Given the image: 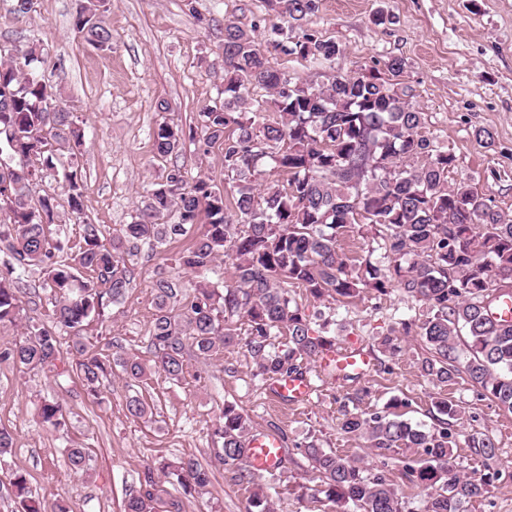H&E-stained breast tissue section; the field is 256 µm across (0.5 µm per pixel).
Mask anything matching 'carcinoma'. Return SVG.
Masks as SVG:
<instances>
[{
  "label": "carcinoma",
  "mask_w": 512,
  "mask_h": 512,
  "mask_svg": "<svg viewBox=\"0 0 512 512\" xmlns=\"http://www.w3.org/2000/svg\"><path fill=\"white\" fill-rule=\"evenodd\" d=\"M272 18L258 41V26L245 29L224 21L222 42L224 98L205 105L197 124L183 128L163 121L153 132L154 161L162 164L182 151L186 140L221 147L224 189L207 176L188 180L174 166L152 184L137 205L123 236L105 241L98 225L86 218L77 170L63 172L59 192L39 193L44 171L53 158L69 155L75 165L82 134L68 108L56 110L61 97L46 74L36 44L0 54V326L19 318L21 275L41 269L42 288L53 309L48 320L31 319L19 341L0 344V361L26 369L56 368L75 374L88 393L97 395L112 365L134 381L160 374L172 380L191 375L185 355L211 359L235 342V323L247 325L246 346L256 358L263 380L300 374V362L318 359L332 341L315 333L312 324L322 312L305 313L289 296L288 287L305 289L315 298L354 299L367 288L380 296L395 286L425 305L423 317L399 320L378 338L383 354L400 349V333L415 330L428 349L420 359L421 375L434 384L465 378L501 409L512 413V320L497 312L512 297V217L497 209L463 179L448 184L456 156L422 134L427 114L412 103L414 89L402 81L405 61L392 56L384 68L355 75L332 74L317 88L272 66L278 55L305 65L332 67L339 45L311 25L319 0H265ZM106 0H85L73 26L88 44L112 47V30L104 13ZM256 88L270 93L271 123H260L247 110ZM271 162L287 175L284 187L258 190V167ZM81 226L78 250L67 253L55 238L61 213ZM205 217V230L178 253L176 262L207 275L216 261L231 262L232 282L206 281L186 293L159 276L148 335L153 359L147 367L131 358L112 359L83 342L82 331L102 320L109 303L120 300L131 282L126 257L147 248L154 253L186 235ZM364 224L374 231L375 246L359 264L350 266L337 249L340 231ZM73 335L62 349L57 329ZM288 335V342L271 339ZM343 414L341 429L365 440L383 457L394 448H415L418 457L404 463L402 478L425 492L423 512H466V504L485 496L495 473L460 476L448 466L457 446L456 422L461 406L439 399L440 414L431 430L421 429L394 409ZM134 418L152 413L141 395L128 397ZM45 426L65 423L62 405L45 400L38 406ZM217 435L218 460L251 483L245 460L251 427L248 417L227 403ZM476 454L496 456L494 440L483 434L468 438ZM307 456L319 480V493L336 512H406L405 500L384 470L364 468L311 443ZM185 495L211 482L208 467L189 458L163 467ZM155 481L130 496L124 512H158ZM8 493L21 512H45L32 496L24 475L9 479Z\"/></svg>",
  "instance_id": "cac0c4a2"
}]
</instances>
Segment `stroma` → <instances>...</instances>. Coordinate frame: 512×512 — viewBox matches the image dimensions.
I'll return each instance as SVG.
<instances>
[{
	"label": "stroma",
	"mask_w": 512,
	"mask_h": 512,
	"mask_svg": "<svg viewBox=\"0 0 512 512\" xmlns=\"http://www.w3.org/2000/svg\"><path fill=\"white\" fill-rule=\"evenodd\" d=\"M109 6L105 21L112 48L102 52L73 29L78 0H35L34 11L24 17L11 14L12 0H0V47L9 49L25 39L38 44L84 133L78 158L84 211L108 238L122 234L139 193L163 175L162 167L152 163L157 124L189 126L205 104L220 98L219 26L230 19L248 27L266 13L264 0H110ZM198 13L213 19V27L198 25ZM316 22L341 48L336 72L351 75L382 67L388 57H402L403 80L415 91L416 107L428 115V136L456 156L449 181L470 180L512 215V0H320ZM162 103L167 112L159 111ZM478 127L492 132L493 146L475 139ZM176 163L188 176L224 181L221 148L189 142ZM192 241L182 236L157 253L129 257V288L106 308L103 322L87 331L96 348L150 363L146 340L153 284L164 275L193 287L194 273L175 261ZM290 295L309 312L334 307L332 299L314 302L300 288ZM407 307L399 292L381 299L371 290L334 307L328 336L336 347L370 354L373 367L367 375L337 379L319 362H305L313 392L301 405L272 400L268 382L256 377V360L241 342L211 360L190 357L193 375L179 382L154 374L136 383L113 368L96 398L78 378L0 363V428L14 438L0 479L21 473L46 501L63 496L69 512H122L149 466L191 457L212 469L213 476L202 493L184 498L183 512H250L254 485L239 482L234 470L216 459L214 430L224 404L231 403L249 417L253 431L276 428L284 434L281 479L264 485L271 512H334L315 490L304 447L313 441L363 466L375 464L363 439L340 426L346 396L364 389L368 395L357 402L358 411L382 409L397 397L406 403L404 419L427 427L434 423L436 399L460 404L465 410L461 434L484 433L498 446L490 460L463 442L451 451L450 463L460 475H497L467 512H512V413L466 381L446 386L425 380L417 365L425 352L418 336L402 337L393 357L379 352L378 337ZM138 393L153 408L151 420L132 418L126 410L127 398ZM44 399L63 403L65 428L40 423L36 405ZM70 447L88 450L86 472L71 469L65 455Z\"/></svg>",
	"instance_id": "1"
}]
</instances>
